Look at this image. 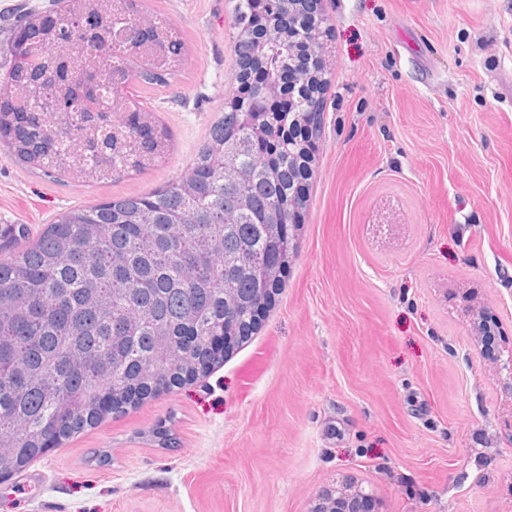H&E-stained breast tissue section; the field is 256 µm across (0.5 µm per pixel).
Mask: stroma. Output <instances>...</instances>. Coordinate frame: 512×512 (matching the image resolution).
<instances>
[{
    "label": "stroma",
    "instance_id": "35a3bbf8",
    "mask_svg": "<svg viewBox=\"0 0 512 512\" xmlns=\"http://www.w3.org/2000/svg\"><path fill=\"white\" fill-rule=\"evenodd\" d=\"M235 0H142L185 60L135 104L173 143L84 182L0 151V225L183 174L236 88ZM0 0V74L16 17ZM328 83L299 252L250 343L0 483V512H512V396L463 307L512 344V0H322ZM325 494L336 500V512H358L361 499L369 496L358 487L336 489V495L333 491H327Z\"/></svg>",
    "mask_w": 512,
    "mask_h": 512
}]
</instances>
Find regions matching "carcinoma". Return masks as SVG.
Here are the masks:
<instances>
[{"instance_id": "carcinoma-1", "label": "carcinoma", "mask_w": 512, "mask_h": 512, "mask_svg": "<svg viewBox=\"0 0 512 512\" xmlns=\"http://www.w3.org/2000/svg\"><path fill=\"white\" fill-rule=\"evenodd\" d=\"M139 0H59L51 15L28 12L18 28L32 49L57 28L56 45L87 74V92L100 94L114 116L112 76L124 73L164 84L181 67L183 44L167 52L177 63L135 71L134 54L115 44L112 12L138 23ZM300 0H236L233 51L261 67L250 93L232 95L199 143L187 171L155 190L126 194L59 214L34 240L20 225L0 231V476L25 471L51 448L160 392L210 372L247 344L256 316L282 288L297 252L307 195L296 184L312 178L320 135L318 101L300 103L293 123L275 111L276 81L300 73L307 91L327 78L321 59L301 69L295 41L321 53L322 21L300 16ZM91 7L103 13L102 49L85 44L72 20ZM0 79V95L29 89L15 51ZM52 122H25L32 108L0 116V147L39 169L71 170L84 158L80 112L84 95L54 90ZM69 122V153L52 154L50 129ZM113 159L95 179H119L165 156L168 131L153 113L132 112L106 136Z\"/></svg>"}]
</instances>
